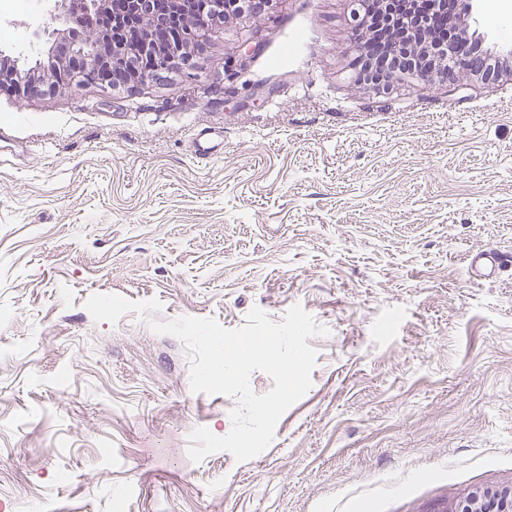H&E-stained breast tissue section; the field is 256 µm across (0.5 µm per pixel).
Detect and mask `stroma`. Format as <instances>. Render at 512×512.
Masks as SVG:
<instances>
[{
  "mask_svg": "<svg viewBox=\"0 0 512 512\" xmlns=\"http://www.w3.org/2000/svg\"><path fill=\"white\" fill-rule=\"evenodd\" d=\"M349 0H269L116 90H0V512H446L512 485V75L357 85ZM53 0H0L31 65ZM480 52L512 16L473 0ZM209 134L215 152L196 158ZM327 335L269 447L188 457L193 392L150 319ZM510 255L495 250H484L471 254L467 258L468 267L474 275L489 276L510 262Z\"/></svg>",
  "mask_w": 512,
  "mask_h": 512,
  "instance_id": "obj_1",
  "label": "stroma"
}]
</instances>
